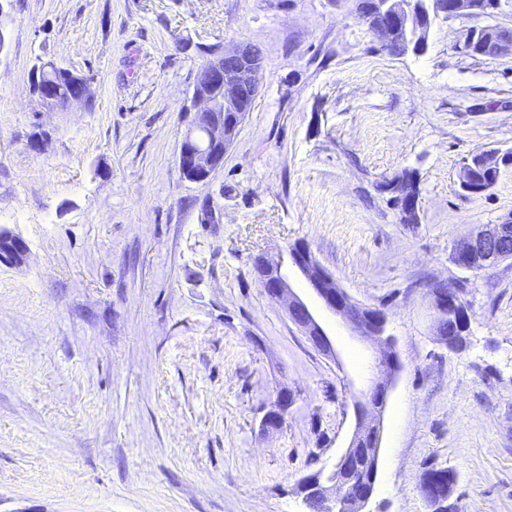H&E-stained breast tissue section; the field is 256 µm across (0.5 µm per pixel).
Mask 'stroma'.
Instances as JSON below:
<instances>
[{
    "instance_id": "35a3bbf8",
    "label": "stroma",
    "mask_w": 512,
    "mask_h": 512,
    "mask_svg": "<svg viewBox=\"0 0 512 512\" xmlns=\"http://www.w3.org/2000/svg\"><path fill=\"white\" fill-rule=\"evenodd\" d=\"M483 23L436 17L422 54L392 56L354 0H6L0 228L28 254L0 263V512H299L297 481L333 466L380 371L298 268L334 356L256 283L253 258L297 241L397 339L383 512H428L430 467L456 470L461 512H512V259H451L512 212V169L458 185L472 152L512 148V55L459 47ZM239 43L263 53L262 90L223 167L186 180L200 51ZM40 57L91 76L90 103L45 108ZM405 169L416 224L378 189ZM436 283L465 290L462 351L434 333ZM281 390L286 422L263 431Z\"/></svg>"
}]
</instances>
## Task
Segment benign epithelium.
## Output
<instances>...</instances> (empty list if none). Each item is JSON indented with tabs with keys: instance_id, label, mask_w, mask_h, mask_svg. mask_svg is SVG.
Returning <instances> with one entry per match:
<instances>
[{
	"instance_id": "obj_1",
	"label": "benign epithelium",
	"mask_w": 512,
	"mask_h": 512,
	"mask_svg": "<svg viewBox=\"0 0 512 512\" xmlns=\"http://www.w3.org/2000/svg\"><path fill=\"white\" fill-rule=\"evenodd\" d=\"M382 20L375 28L378 39L387 42L390 32L408 31L411 16L400 11L395 0H378ZM473 0H448L435 4V12L450 18L475 14ZM480 40L484 56L496 58L512 55V29L483 26L468 32L462 49L469 51L471 44ZM61 67L50 61H41L31 69L32 85L43 104L52 109H65L74 102L88 99L89 78L75 75L74 91L63 101L54 94L52 80ZM263 81V62L257 48L247 43L227 48L208 49L200 65L193 85L189 110L195 118L184 134L178 154V166L182 173L195 182H204L224 164V153L237 138L242 123L252 111ZM10 244L8 252H0V262L20 264L27 248L24 242L0 231V242ZM455 264L466 271L481 272L500 262L512 259V215L507 214L495 224H484L476 232L457 240L452 249ZM290 262L302 270L325 308L340 316L350 328L370 341L379 351L378 362L388 361L382 368L384 378L374 381L355 402L356 424L348 445L338 457L339 464L355 463L358 454L365 458L370 477L359 486L332 480L317 472L304 476L298 485L301 512H376L375 485L378 471L382 415L389 389L400 369V361L392 338L385 335V315L371 307L352 300L316 260L308 244L295 242L288 246L286 254L258 255L253 263V274L265 294L283 305L290 320L298 326L311 343L324 353L332 352L333 345L326 330L307 303L290 288L283 272L284 262ZM438 313L435 333L448 350L454 351L464 341L468 331L467 308L461 292L439 284L432 289ZM288 412V392L277 395L276 404L261 419L265 430L280 428ZM438 477L425 475L419 484L421 497L430 512H437L442 492L437 486Z\"/></svg>"
}]
</instances>
